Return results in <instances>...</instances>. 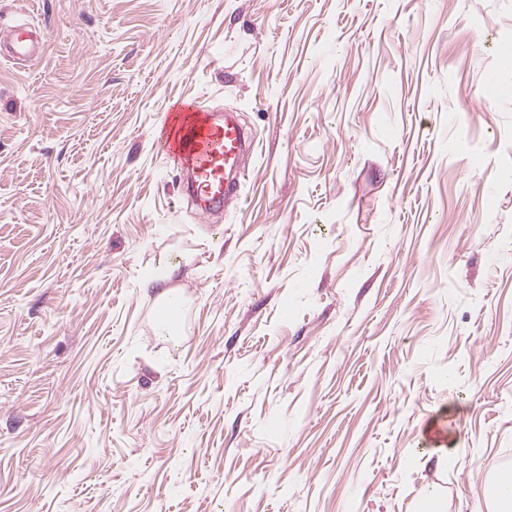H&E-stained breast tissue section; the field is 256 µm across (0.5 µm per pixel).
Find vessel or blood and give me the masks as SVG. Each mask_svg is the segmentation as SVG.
I'll return each instance as SVG.
<instances>
[{"instance_id":"b4317fda","label":"vessel or blood","mask_w":512,"mask_h":512,"mask_svg":"<svg viewBox=\"0 0 512 512\" xmlns=\"http://www.w3.org/2000/svg\"><path fill=\"white\" fill-rule=\"evenodd\" d=\"M6 50L23 60L43 55L46 38L24 24L13 26ZM160 143L178 172L189 177L188 190L200 215H208L237 195L247 171L244 154L253 142L233 113L200 110L194 103L175 101L161 124Z\"/></svg>"}]
</instances>
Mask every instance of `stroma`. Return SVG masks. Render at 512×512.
<instances>
[{
	"label": "stroma",
	"instance_id": "stroma-1",
	"mask_svg": "<svg viewBox=\"0 0 512 512\" xmlns=\"http://www.w3.org/2000/svg\"><path fill=\"white\" fill-rule=\"evenodd\" d=\"M24 22L47 43L0 58V512H414L435 485L487 512L512 0H0ZM183 98L255 139L206 219L155 138Z\"/></svg>",
	"mask_w": 512,
	"mask_h": 512
}]
</instances>
